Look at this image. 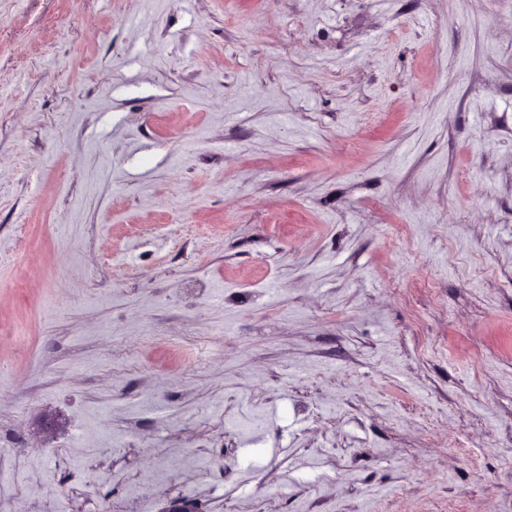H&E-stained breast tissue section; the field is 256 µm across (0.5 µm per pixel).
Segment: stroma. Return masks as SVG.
Segmentation results:
<instances>
[{
  "instance_id": "35a3bbf8",
  "label": "stroma",
  "mask_w": 512,
  "mask_h": 512,
  "mask_svg": "<svg viewBox=\"0 0 512 512\" xmlns=\"http://www.w3.org/2000/svg\"><path fill=\"white\" fill-rule=\"evenodd\" d=\"M512 512V0H0L12 512Z\"/></svg>"
}]
</instances>
